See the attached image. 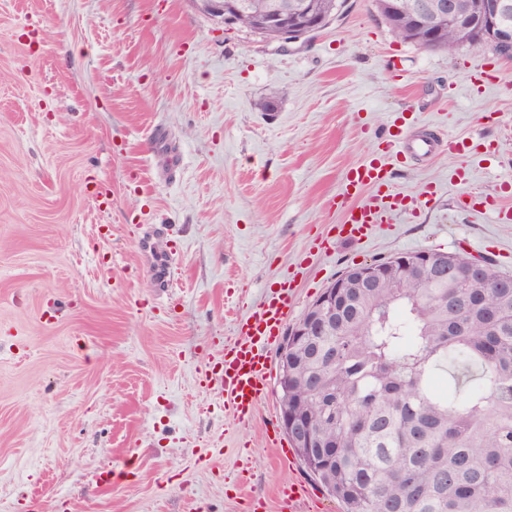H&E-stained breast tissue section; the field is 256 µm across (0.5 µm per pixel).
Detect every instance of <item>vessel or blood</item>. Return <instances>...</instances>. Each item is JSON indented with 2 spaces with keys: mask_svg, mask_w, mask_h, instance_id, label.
<instances>
[{
  "mask_svg": "<svg viewBox=\"0 0 512 512\" xmlns=\"http://www.w3.org/2000/svg\"><path fill=\"white\" fill-rule=\"evenodd\" d=\"M436 149L433 134H425L394 147L396 158L413 155L427 157ZM344 194L352 200L344 210L340 238L352 239L366 225L386 223L392 212L409 211L404 194L390 186V171L382 156L372 155L364 163L350 168L344 178ZM294 279L279 288L238 325V338L224 346V364L213 384L225 405L242 422L255 412L263 390L267 369V350L280 337L284 321L294 299Z\"/></svg>",
  "mask_w": 512,
  "mask_h": 512,
  "instance_id": "1",
  "label": "vessel or blood"
}]
</instances>
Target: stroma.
<instances>
[{"mask_svg": "<svg viewBox=\"0 0 512 512\" xmlns=\"http://www.w3.org/2000/svg\"><path fill=\"white\" fill-rule=\"evenodd\" d=\"M403 112L479 148L391 161L416 214L330 236L346 172L408 135ZM509 178L512 59L400 40L373 0L285 48L190 0H0V512H290L297 482L298 512H341L268 435L279 346L247 423L206 371L301 263L290 324L343 271L402 252L512 274Z\"/></svg>", "mask_w": 512, "mask_h": 512, "instance_id": "obj_1", "label": "stroma"}]
</instances>
